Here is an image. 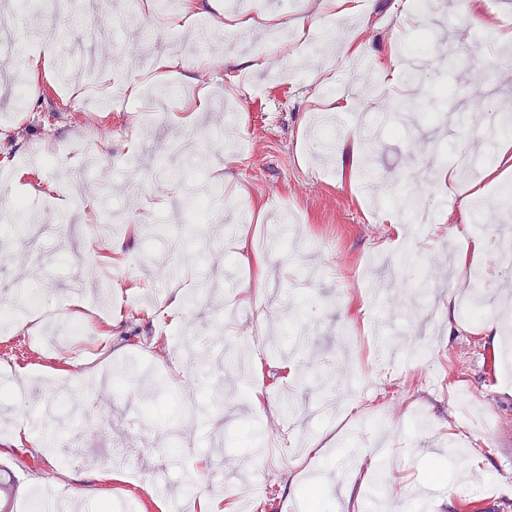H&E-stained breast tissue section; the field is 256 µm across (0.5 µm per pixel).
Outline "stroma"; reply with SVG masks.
Wrapping results in <instances>:
<instances>
[{
    "label": "stroma",
    "instance_id": "1",
    "mask_svg": "<svg viewBox=\"0 0 512 512\" xmlns=\"http://www.w3.org/2000/svg\"><path fill=\"white\" fill-rule=\"evenodd\" d=\"M243 2L306 24V67L266 52L262 69L210 81L195 114L200 86L177 74L165 111L143 118L140 97L107 92L144 79L145 42L169 52L174 10L144 2L130 24L127 0H106L112 33L95 37L71 5L0 0L14 44L0 75L24 74L0 86V188L24 202L0 222V512L54 497L71 512H199L192 485L212 512H268L267 492L303 512L314 489L319 512H512V379L483 322L449 310L475 282L446 258L453 225L496 237L512 190L492 132L512 111L498 65L512 45L476 30L464 0L409 14L367 0L335 29L307 0ZM181 40L194 62L200 46L254 55L265 33ZM48 45V69L26 70ZM393 50L404 67L377 81ZM341 93L359 113L316 125ZM346 137L363 147L352 167ZM464 153L497 172L482 199L471 175L444 183ZM414 196L432 222L396 236L381 214ZM242 243L266 257L263 285Z\"/></svg>",
    "mask_w": 512,
    "mask_h": 512
}]
</instances>
